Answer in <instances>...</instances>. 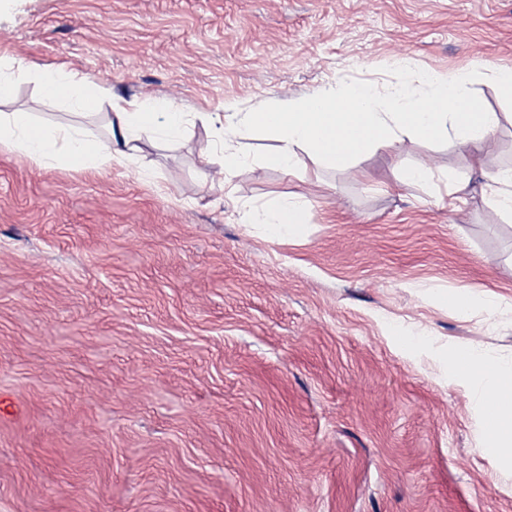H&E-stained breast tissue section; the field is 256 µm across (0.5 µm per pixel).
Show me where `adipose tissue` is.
I'll return each mask as SVG.
<instances>
[{
    "label": "adipose tissue",
    "instance_id": "ef3b65f1",
    "mask_svg": "<svg viewBox=\"0 0 512 512\" xmlns=\"http://www.w3.org/2000/svg\"><path fill=\"white\" fill-rule=\"evenodd\" d=\"M382 70L396 74L389 83L340 80L300 97L275 101L259 112H228L223 116L224 155L215 161L202 153L200 162L212 181L224 184L240 169L300 172L302 155L327 168L346 169L365 155L388 149L409 138L427 143H451L483 172L484 156L501 126V113L472 97L470 87L490 80L499 95L512 103V69L488 64L448 73L419 69L414 58L400 53L385 59ZM36 78L44 97L63 99L86 115L105 99L104 88L63 67L36 71L0 70V93L11 82ZM108 136L98 138L83 124H38L30 113L0 111V148L19 152L40 166L68 163L105 171L113 164L137 161L145 133L173 142L185 128V115L172 103L144 97L110 102ZM276 142L273 150L252 159L241 141L255 135ZM484 195L492 214L512 219V167L486 174ZM313 208L305 197L289 196L259 209H248V224L267 225L271 233L296 236L312 222ZM451 363L465 376L480 406L491 407L494 425L485 427L483 453L512 461V360L489 354L479 344L453 353Z\"/></svg>",
    "mask_w": 512,
    "mask_h": 512
}]
</instances>
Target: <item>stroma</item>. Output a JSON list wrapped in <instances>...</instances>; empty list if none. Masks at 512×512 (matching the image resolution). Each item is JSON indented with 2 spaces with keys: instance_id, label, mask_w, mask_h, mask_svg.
Instances as JSON below:
<instances>
[{
  "instance_id": "35a3bbf8",
  "label": "stroma",
  "mask_w": 512,
  "mask_h": 512,
  "mask_svg": "<svg viewBox=\"0 0 512 512\" xmlns=\"http://www.w3.org/2000/svg\"><path fill=\"white\" fill-rule=\"evenodd\" d=\"M413 54L445 73L512 68V0H0V58L64 65L190 122L144 136L146 181L0 151V512H512V462L481 451L485 412L448 354L512 356V220L473 177L395 188L403 140L316 178L242 170L225 187L206 113L256 112L345 77L389 81ZM107 132L12 84L0 110ZM308 198L296 237L246 206ZM495 295L461 315L440 293ZM427 338L402 350L399 331Z\"/></svg>"
}]
</instances>
